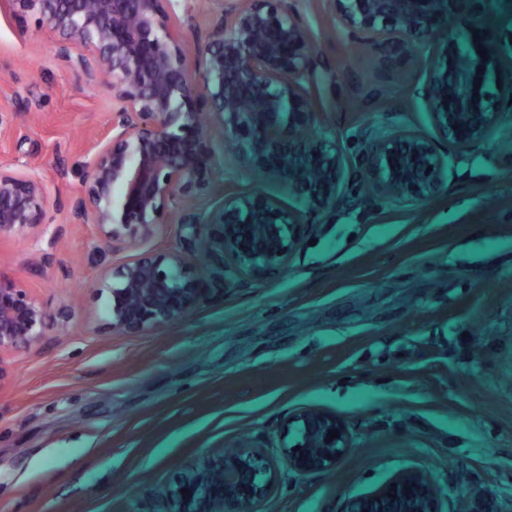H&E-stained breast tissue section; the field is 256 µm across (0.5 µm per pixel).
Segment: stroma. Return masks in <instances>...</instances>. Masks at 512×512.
Segmentation results:
<instances>
[{
  "instance_id": "1",
  "label": "stroma",
  "mask_w": 512,
  "mask_h": 512,
  "mask_svg": "<svg viewBox=\"0 0 512 512\" xmlns=\"http://www.w3.org/2000/svg\"><path fill=\"white\" fill-rule=\"evenodd\" d=\"M323 64L316 94L344 153L363 128L429 134L409 95L416 59L364 48L328 0H300ZM61 37L0 14V165L39 178V241L0 239V271L46 312L44 339L4 354L0 512H161L159 486L200 456L248 441L278 478L258 512H345L400 472L440 490L442 512H512V112L451 152L447 190L386 200L349 172L286 271L215 292L155 333H112L90 283L96 230L65 221L109 98L61 68ZM71 319L61 323L60 308ZM314 409L350 446L327 472L289 469L287 426Z\"/></svg>"
}]
</instances>
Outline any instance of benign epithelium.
<instances>
[{
	"label": "benign epithelium",
	"instance_id": "7a95c632",
	"mask_svg": "<svg viewBox=\"0 0 512 512\" xmlns=\"http://www.w3.org/2000/svg\"><path fill=\"white\" fill-rule=\"evenodd\" d=\"M172 2L0 0V12L34 16L57 30L58 60L112 99L66 220L93 225L102 256L136 250L101 267L93 281L105 323L126 336L186 318L215 286L282 273L310 229L308 217L342 201L349 164L311 96L318 57L296 7L223 0L191 53ZM332 2L347 37L421 60L424 77L412 94L435 135L366 129L357 164L381 197L425 203L445 189L448 151L438 142L465 151L500 124L502 104L512 99V30L505 41L486 40L480 0ZM450 41L459 45L453 54ZM218 140L231 146L227 156L287 185L298 205L260 189L224 188L216 176ZM45 224L43 183L0 166V238H37ZM159 224L178 225L190 250L141 248ZM45 319L28 288L0 272V355L41 342ZM295 432L288 466L302 474L334 467L349 447L344 427L326 413L299 414ZM275 480L259 448L208 453L161 490L163 512H256ZM346 512L440 510L435 489L404 472L351 499Z\"/></svg>",
	"mask_w": 512,
	"mask_h": 512
}]
</instances>
